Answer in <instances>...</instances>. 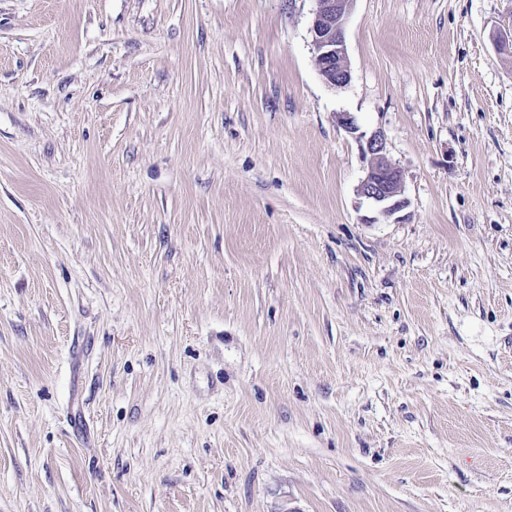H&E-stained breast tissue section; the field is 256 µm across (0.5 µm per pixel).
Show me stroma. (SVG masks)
Masks as SVG:
<instances>
[{
	"label": "stroma",
	"mask_w": 512,
	"mask_h": 512,
	"mask_svg": "<svg viewBox=\"0 0 512 512\" xmlns=\"http://www.w3.org/2000/svg\"><path fill=\"white\" fill-rule=\"evenodd\" d=\"M316 7L0 0V512H512V0ZM311 27L314 62L324 81L342 88L351 81L345 25L355 0H316ZM361 155L366 163L365 176L358 192L379 208L385 215L399 212L405 201L400 199L403 176L386 157V143L381 133H374L360 144Z\"/></svg>",
	"instance_id": "35a3bbf8"
}]
</instances>
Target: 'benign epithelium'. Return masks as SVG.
<instances>
[{"label":"benign epithelium","mask_w":512,"mask_h":512,"mask_svg":"<svg viewBox=\"0 0 512 512\" xmlns=\"http://www.w3.org/2000/svg\"><path fill=\"white\" fill-rule=\"evenodd\" d=\"M317 9L311 27L314 62L324 81L342 88L351 81L345 42V25L355 0H316ZM366 163L365 176L358 192L385 215L399 212L405 201L400 199L403 176L386 157L382 134L374 133L361 145Z\"/></svg>","instance_id":"7a95c632"}]
</instances>
